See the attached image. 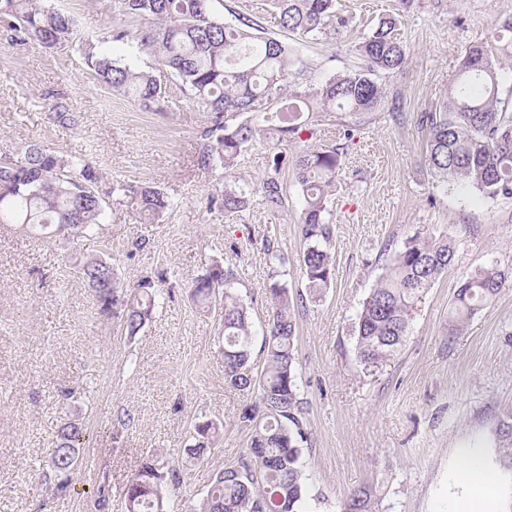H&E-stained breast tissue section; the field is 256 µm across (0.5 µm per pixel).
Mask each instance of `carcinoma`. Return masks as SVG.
<instances>
[{"instance_id": "carcinoma-1", "label": "carcinoma", "mask_w": 512, "mask_h": 512, "mask_svg": "<svg viewBox=\"0 0 512 512\" xmlns=\"http://www.w3.org/2000/svg\"><path fill=\"white\" fill-rule=\"evenodd\" d=\"M214 0H111L106 10V36L81 37L73 15L48 0H0V29L12 43L44 49L69 48L84 60L92 76L109 90L161 112L167 108V81L180 82L182 93L212 114L201 133L196 163L202 170L242 167L263 129L276 135L272 159L263 178L262 203L275 214L285 207L280 180L283 164L292 168L302 195L301 272L310 298L321 297L333 269L330 197L341 170L337 146L312 145L286 157L282 146L299 138L309 124L333 112H370L384 91L375 76L401 68L406 49L392 32L397 18L379 21L356 48L363 66L334 75L319 85L291 81L293 50L275 37L258 34L247 17L227 25L214 10ZM278 25L305 40H317L336 17L335 0H271ZM145 25L135 27L129 20ZM127 44L146 67L112 58L108 42ZM512 69V41L494 35L466 50L454 85L436 108L418 123L427 130L426 165L439 183L453 180L485 197L512 199V94L502 96L505 70ZM98 174L81 156L55 151L31 141L22 150L0 149V224L36 228L45 234L79 239L105 220V204L96 190ZM112 200L127 204L140 224H157L175 207L157 186L112 184ZM250 184L234 181L208 199L209 209L239 212L249 205ZM271 268L267 288L268 320L263 330L262 364L252 361L253 324L238 291L237 272L220 263L209 265L190 286L201 309L220 310L224 382L256 395L241 423L251 432L237 464L218 471L191 512H308L302 469L304 401L300 398L294 362L296 317L294 298L281 282L285 256L271 241L263 244ZM454 258L446 236L410 238L397 251L362 303L355 325V351L369 366L394 356L404 345L418 303ZM80 278L93 288L102 313L122 320L130 336L152 317L163 289L150 277L126 289L112 264L101 257L81 261ZM506 284L494 264L475 268L457 289L449 311V332L463 330L491 303ZM224 431L220 421L195 426L194 443L184 461H200L216 447ZM500 475L512 481V406L503 409L495 430ZM89 442L81 422L72 419L58 430L48 450L54 495L70 494L79 449ZM180 468H165L154 458L137 461L124 486L125 512H168L169 495L181 483ZM381 500L370 486L354 489L341 512H380Z\"/></svg>"}]
</instances>
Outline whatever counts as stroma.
Instances as JSON below:
<instances>
[{
    "label": "stroma",
    "mask_w": 512,
    "mask_h": 512,
    "mask_svg": "<svg viewBox=\"0 0 512 512\" xmlns=\"http://www.w3.org/2000/svg\"><path fill=\"white\" fill-rule=\"evenodd\" d=\"M106 0H60L82 36L108 26ZM225 24L248 16L294 45V71L317 84L359 63L354 45L393 15L407 47L405 65L378 74L384 103L369 112L323 118L313 141L344 149L331 206L336 222L331 283L306 298L300 270L301 192L281 171L284 211L268 212L260 194L238 213L208 210L226 178L198 169L201 131L211 113L178 87L168 108L144 110L112 94L75 52L10 43L0 31V148L37 141L80 154L95 167L101 197L113 181L164 188L178 201L162 223H137L110 204L100 228L72 240L0 226V512H124L112 496L98 508L101 476L126 482L141 457L180 465L197 423L219 419L224 437L206 460L183 472L169 507L183 512L213 474L234 466L249 432L247 404L224 383L218 312H203L189 285L211 262L234 263L255 328L265 324L272 239L288 256L285 280L303 295L295 308V368L307 403L302 462L311 512H338L350 491L376 487L382 512H448L466 495L452 481L461 449L497 464L495 427L512 405V199L491 200L456 184L433 186L425 166L427 133L417 123L451 84L466 49L490 40L512 14V0H336L345 26L304 42L281 29L265 0H223ZM64 102L69 119L47 112ZM445 235L453 262L424 295L405 345L383 364L358 360L352 329L383 267L411 237ZM107 258L128 286L162 277L164 294L137 336L100 312L75 265ZM496 263L507 282L463 331L448 333V311L463 277ZM89 435L71 495L54 499L42 477L66 416Z\"/></svg>",
    "instance_id": "1"
}]
</instances>
